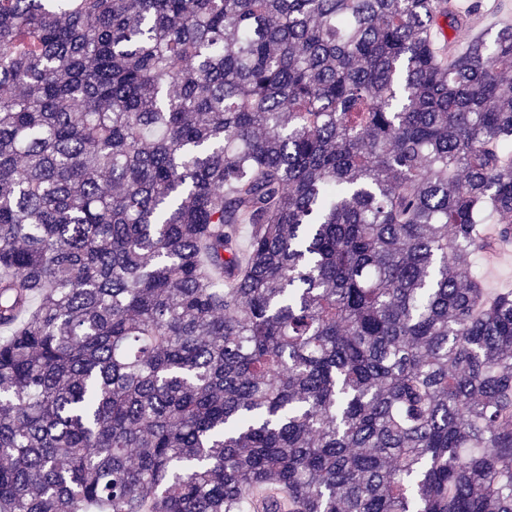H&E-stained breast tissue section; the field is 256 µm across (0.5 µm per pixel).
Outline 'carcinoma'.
<instances>
[{
	"label": "carcinoma",
	"mask_w": 512,
	"mask_h": 512,
	"mask_svg": "<svg viewBox=\"0 0 512 512\" xmlns=\"http://www.w3.org/2000/svg\"><path fill=\"white\" fill-rule=\"evenodd\" d=\"M484 8L0 0V512H512Z\"/></svg>",
	"instance_id": "cac0c4a2"
}]
</instances>
